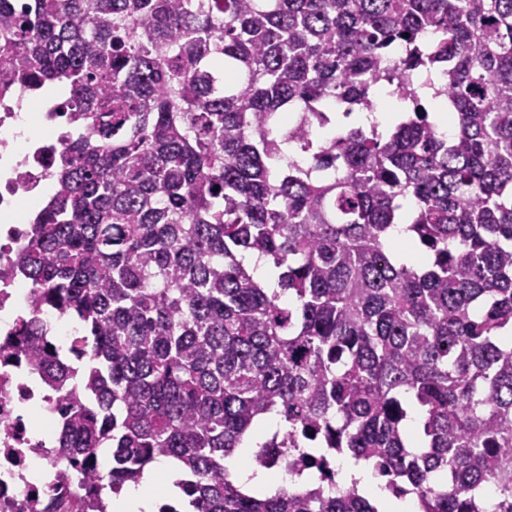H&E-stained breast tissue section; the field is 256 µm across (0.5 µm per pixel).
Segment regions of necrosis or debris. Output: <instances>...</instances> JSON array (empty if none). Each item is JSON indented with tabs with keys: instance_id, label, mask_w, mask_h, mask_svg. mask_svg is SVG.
<instances>
[{
	"instance_id": "1",
	"label": "necrosis or debris",
	"mask_w": 512,
	"mask_h": 512,
	"mask_svg": "<svg viewBox=\"0 0 512 512\" xmlns=\"http://www.w3.org/2000/svg\"><path fill=\"white\" fill-rule=\"evenodd\" d=\"M20 114L16 103L0 104V512H72L74 480L63 476L56 438L57 396L29 367L17 331L31 311L32 290L13 270L27 233L25 214L52 189V168L81 128L54 103L31 113L32 135L18 144L11 133ZM41 402L44 413L31 421L23 408ZM51 472L47 482L28 479L31 468Z\"/></svg>"
}]
</instances>
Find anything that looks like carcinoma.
I'll return each instance as SVG.
<instances>
[{
	"label": "carcinoma",
	"mask_w": 512,
	"mask_h": 512,
	"mask_svg": "<svg viewBox=\"0 0 512 512\" xmlns=\"http://www.w3.org/2000/svg\"><path fill=\"white\" fill-rule=\"evenodd\" d=\"M60 83L85 133L18 255V332L69 390L77 501L163 457L187 512H380L339 484L351 456L420 512H485L490 484L512 512V0H0V96ZM380 88L405 103L389 130L336 125ZM47 305L77 323V374ZM244 448L294 478L313 455L316 481L240 485ZM37 315L43 323L44 337L50 339L54 346L63 349L66 343L72 345L76 330L64 322L65 316L59 310L43 307Z\"/></svg>",
	"instance_id": "cac0c4a2"
}]
</instances>
